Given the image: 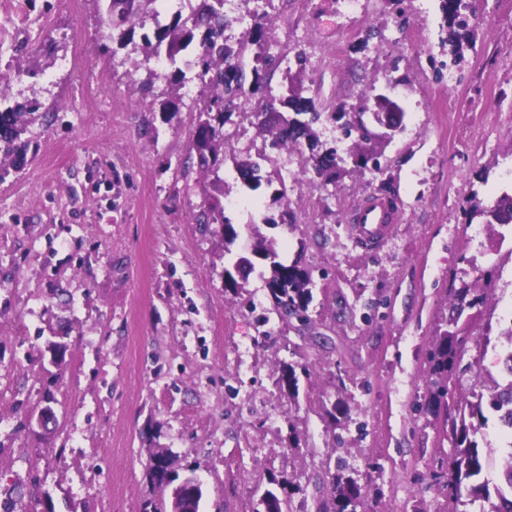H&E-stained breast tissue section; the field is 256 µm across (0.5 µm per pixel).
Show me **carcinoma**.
<instances>
[{
    "instance_id": "carcinoma-1",
    "label": "carcinoma",
    "mask_w": 512,
    "mask_h": 512,
    "mask_svg": "<svg viewBox=\"0 0 512 512\" xmlns=\"http://www.w3.org/2000/svg\"><path fill=\"white\" fill-rule=\"evenodd\" d=\"M125 0H112V8L100 17V29L103 36L112 37V30L127 26L120 34L126 39L134 34V29L144 14L153 18V36H144L142 59L133 63V72L145 71L140 82L143 91H150L158 74L150 66L152 59L166 54L175 59L193 43H199L195 66L200 81V104L198 117L192 139L191 150L195 152L196 165L202 172L219 169L228 158L227 142L224 138V125L231 116L239 111L242 100L255 94L263 95V104L253 111L259 132L271 136L270 146L277 149L306 144L310 156L303 166L304 174H313L320 184L327 186L336 183V179L352 170L366 172L382 171L381 158L385 149L395 140V136L381 134L374 120V107L368 102L375 101L377 87L368 86L367 100L353 108V111H336V107H324L314 98L304 95V73L308 57L303 51H293L285 47L277 52L271 51L266 40L268 30V12L253 7L247 11L252 24L236 41L224 37V30L232 24V19L224 14V0H199L194 19L184 18L180 13H170L159 19V12L151 8L156 0H137L136 8L128 10ZM439 9L448 38L442 45H450L448 55L454 63L461 61V40L471 29L479 25L475 7L466 0H439ZM294 55L290 61L287 56ZM280 75L279 94H272L271 82L275 75ZM38 107L28 108L23 105L8 106L0 110V172L11 167L17 171L27 162L30 141L23 138L29 123L36 120ZM338 124L343 135L350 139V147L340 150L337 146H326L319 142L315 125L322 120ZM236 170L243 187L257 190L265 181V169L252 156L239 159L233 155ZM277 200L283 202L284 208L280 219L264 215L261 223L270 226L290 224L291 202L288 199V187L280 184ZM494 209L498 213L497 225L512 224V192L501 191L497 196L487 200L470 199V213L481 218ZM195 223L208 229L218 225L224 237V246L231 245L238 237V232L230 219L224 215V207L219 200L204 198L198 211L193 215ZM275 242L265 237L255 244L252 257L240 256L233 263V268H224L225 285L233 293H239L243 286L236 280L235 274L248 278L256 268L254 259L269 262V276L265 278L272 302V311L279 317L296 319L300 325L311 330L308 311L313 301V279L311 270L295 261L289 265L276 260ZM486 297L477 288H460L456 291L448 319V325L454 330H444L432 343L429 362L431 379L428 386L434 397L443 399L448 396V382L461 361L458 348V321L467 308L482 306ZM309 375V368L287 364L281 368L278 384L293 398L298 394L299 375ZM490 406L498 411L512 406V383L497 386L491 395ZM459 420L453 422L450 439L453 453L448 460V467L434 475L435 484L451 491L456 499L466 494L472 497L488 498L496 494L499 504L494 512H512V452L506 457L502 469L503 485L489 487L484 477L486 459L479 448L476 434L487 423L481 403L464 401L457 405ZM150 478L164 486L172 487L170 505L146 501L143 512H173L177 509H191L199 512V503L203 492L201 485L194 478L179 479L173 469L168 452L156 448L147 463ZM326 498L317 504V512H349L365 495V487L354 478L334 474L325 487ZM260 505L263 512H290L288 496L267 489L262 495Z\"/></svg>"
}]
</instances>
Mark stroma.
Segmentation results:
<instances>
[{"label":"stroma","instance_id":"35a3bbf8","mask_svg":"<svg viewBox=\"0 0 512 512\" xmlns=\"http://www.w3.org/2000/svg\"><path fill=\"white\" fill-rule=\"evenodd\" d=\"M455 87L437 86L424 39L439 41L438 0H274V29L307 53L323 99L352 107L367 82L394 77L403 129L382 170L321 186L289 182L295 222L261 226L289 263L312 270V330L269 314L264 281L224 287L231 257L250 255L246 211L228 210L232 246L193 212L208 174L176 171L195 115L167 79L143 93L131 72L141 37L101 36L96 0H0V72L8 105H39L28 162L0 181V505L6 512H142L166 492L150 449H168L198 480L199 512H258L269 479L292 512H317L330 466L367 488L357 512H492L494 499L430 489L452 453L449 419L475 390L469 362L499 376L488 342L512 302V245L492 246L471 196L511 184L512 0H478ZM380 35L362 42L361 32ZM174 111H163L166 101ZM385 189L398 221L373 251L348 232L362 197ZM480 236H473V228ZM488 277L466 311L445 402L426 381L434 336L455 289ZM268 322H261V315ZM308 366L296 399L276 379ZM54 421L36 419L45 394ZM342 414L329 418L334 406Z\"/></svg>","mask_w":512,"mask_h":512}]
</instances>
